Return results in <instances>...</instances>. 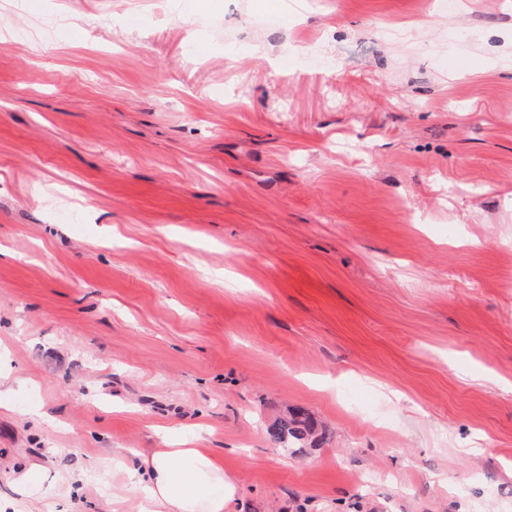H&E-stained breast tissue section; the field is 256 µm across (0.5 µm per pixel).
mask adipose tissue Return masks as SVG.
Returning a JSON list of instances; mask_svg holds the SVG:
<instances>
[{"instance_id":"1","label":"adipose tissue","mask_w":512,"mask_h":512,"mask_svg":"<svg viewBox=\"0 0 512 512\" xmlns=\"http://www.w3.org/2000/svg\"><path fill=\"white\" fill-rule=\"evenodd\" d=\"M147 495L140 512H224L235 491L222 463L197 448H156L134 470Z\"/></svg>"}]
</instances>
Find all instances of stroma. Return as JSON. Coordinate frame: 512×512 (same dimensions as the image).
<instances>
[{"instance_id": "obj_1", "label": "stroma", "mask_w": 512, "mask_h": 512, "mask_svg": "<svg viewBox=\"0 0 512 512\" xmlns=\"http://www.w3.org/2000/svg\"><path fill=\"white\" fill-rule=\"evenodd\" d=\"M30 2L0 512H138L177 434L224 512H512V0ZM290 406L327 429L303 457ZM267 434L278 448H286L292 455L300 456L308 448L316 447L327 439L314 418L302 407H294L274 419L267 427Z\"/></svg>"}]
</instances>
